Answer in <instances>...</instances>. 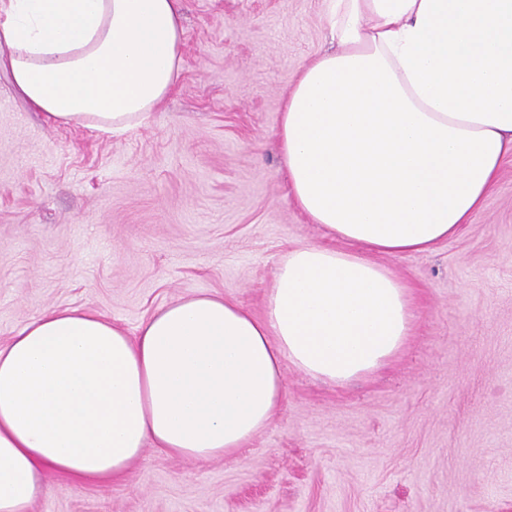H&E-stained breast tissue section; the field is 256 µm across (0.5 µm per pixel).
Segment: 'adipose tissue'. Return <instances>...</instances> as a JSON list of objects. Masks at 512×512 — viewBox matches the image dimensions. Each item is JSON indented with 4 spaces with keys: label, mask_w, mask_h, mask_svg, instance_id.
<instances>
[{
    "label": "adipose tissue",
    "mask_w": 512,
    "mask_h": 512,
    "mask_svg": "<svg viewBox=\"0 0 512 512\" xmlns=\"http://www.w3.org/2000/svg\"><path fill=\"white\" fill-rule=\"evenodd\" d=\"M331 50L283 102L288 189L342 249L289 251L262 315L189 294L136 335L50 308L0 343V512L47 473L123 476L146 445L239 454L282 395V366L347 382L404 346L409 288L373 254L423 253L482 207L512 156V0H326ZM181 0H0V68L57 125L119 135L176 88Z\"/></svg>",
    "instance_id": "ef3b65f1"
}]
</instances>
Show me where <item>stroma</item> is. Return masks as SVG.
<instances>
[{
	"mask_svg": "<svg viewBox=\"0 0 512 512\" xmlns=\"http://www.w3.org/2000/svg\"><path fill=\"white\" fill-rule=\"evenodd\" d=\"M180 82L119 137L58 127L0 70V342L47 308L127 331L187 294L263 313L288 251L335 246L288 193L275 132L330 46L324 0H183ZM375 262L413 293L403 349L329 384L285 365L284 397L237 455L145 447L127 476L32 512H512V158L431 251Z\"/></svg>",
	"mask_w": 512,
	"mask_h": 512,
	"instance_id": "obj_1",
	"label": "stroma"
}]
</instances>
